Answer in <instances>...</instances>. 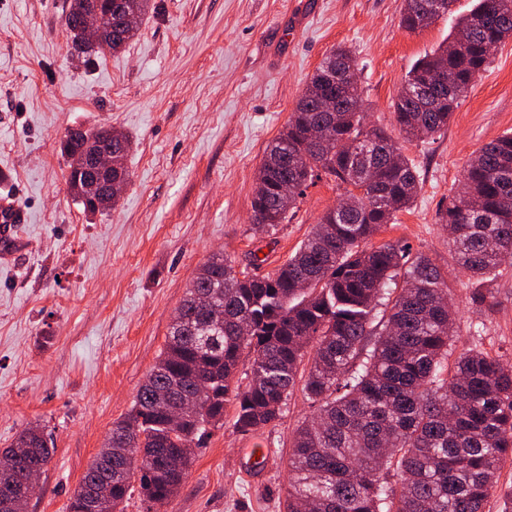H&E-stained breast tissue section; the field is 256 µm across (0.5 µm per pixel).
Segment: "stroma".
<instances>
[{"mask_svg": "<svg viewBox=\"0 0 512 512\" xmlns=\"http://www.w3.org/2000/svg\"><path fill=\"white\" fill-rule=\"evenodd\" d=\"M120 51L84 61L65 26L67 0H0V188L29 221L28 249L0 265V448L40 424L55 453L27 512H65L113 423L131 408L199 266L214 252L261 272L284 263L343 196L314 180L287 221L253 241L252 199L267 144L278 136L322 58L358 59L364 110L391 128L407 72L444 43L474 0L411 32L404 0H153ZM114 127L133 141L115 211L91 216L69 193L56 144L72 128ZM512 132V40L494 51L447 130L394 141L421 189L373 244L402 241L448 272L458 312L455 352L474 339L479 307L448 250L440 209L479 149ZM499 306L481 343L512 365V264L486 283ZM311 412L295 393L275 425L211 427L190 475L158 512H285L295 429ZM265 451L262 459L249 449Z\"/></svg>", "mask_w": 512, "mask_h": 512, "instance_id": "1", "label": "stroma"}]
</instances>
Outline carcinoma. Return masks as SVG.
I'll list each match as a JSON object with an SVG mask.
<instances>
[{
	"mask_svg": "<svg viewBox=\"0 0 512 512\" xmlns=\"http://www.w3.org/2000/svg\"><path fill=\"white\" fill-rule=\"evenodd\" d=\"M86 0H68L65 25L88 57L119 51L134 38L152 0H110L98 40L79 27ZM435 0H404L402 25L428 27ZM512 38V5L477 0L446 43L408 72L392 117L408 142L448 128L459 100L487 66L488 45ZM357 62L331 51L307 80L285 129L264 152L252 200L253 237L284 223L313 178L345 186L340 203L295 254L271 273L249 274L221 252L200 266L177 308L159 359L99 455L106 477L86 469L67 512L105 489L112 512L133 492L146 503L172 497L189 476L208 427L235 410L234 427L256 431L278 420L297 384L313 413L296 429L288 456L286 512H486L503 461L512 458V368L480 345L448 363L456 312L445 271L400 241L371 244L420 190L415 163L370 127ZM323 132L313 148L308 132ZM131 138L109 127L70 129L58 151L79 201L92 195L73 175L95 150L112 151L119 188L94 216L114 209L127 182ZM438 222L448 227L457 264L477 282L512 261V133L483 146L463 168ZM246 384L235 380L241 359ZM206 389L195 409L171 424L169 392ZM54 449L42 427L24 429L0 465L22 478L47 467ZM165 453L169 464L159 467Z\"/></svg>",
	"mask_w": 512,
	"mask_h": 512,
	"instance_id": "cac0c4a2",
	"label": "carcinoma"
}]
</instances>
